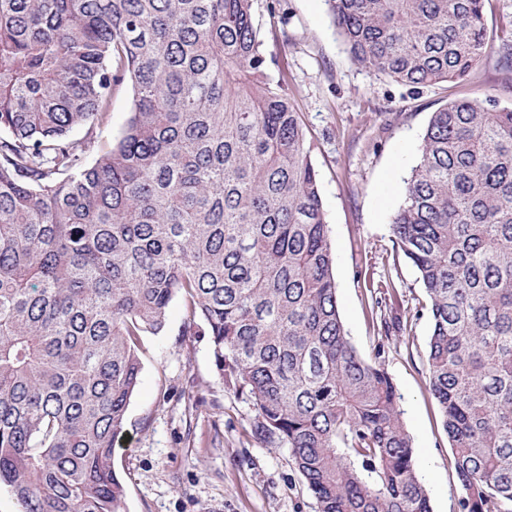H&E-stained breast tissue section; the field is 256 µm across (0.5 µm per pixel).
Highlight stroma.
<instances>
[{
  "label": "stroma",
  "mask_w": 512,
  "mask_h": 512,
  "mask_svg": "<svg viewBox=\"0 0 512 512\" xmlns=\"http://www.w3.org/2000/svg\"><path fill=\"white\" fill-rule=\"evenodd\" d=\"M253 20L265 73L282 82L299 112L318 172L345 329L370 355L379 330L363 276L395 287L398 301L385 314L405 319L407 332L387 342L385 367L433 512H459L462 488L427 384L429 323L420 315L427 295L395 252L390 224L429 118L448 93L512 108V72L497 51L512 31V0H490V48L450 90L401 85L353 61L326 0H253ZM189 319L187 302L175 297L164 329L143 338L139 384L112 454L126 512H316L289 448L253 437V407L225 387L208 337L194 335Z\"/></svg>",
  "instance_id": "stroma-1"
}]
</instances>
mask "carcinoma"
Instances as JSON below:
<instances>
[{
  "label": "carcinoma",
  "mask_w": 512,
  "mask_h": 512,
  "mask_svg": "<svg viewBox=\"0 0 512 512\" xmlns=\"http://www.w3.org/2000/svg\"><path fill=\"white\" fill-rule=\"evenodd\" d=\"M488 2L327 0L351 57L414 87L470 76ZM252 4L0 0V486L23 512H124L112 451L141 337L178 294L318 512H432L385 344L367 361L344 328L318 173ZM124 83L123 134L87 165ZM391 233L428 298L461 512H512V109L431 114ZM395 298L370 312L399 341L378 316Z\"/></svg>",
  "instance_id": "cac0c4a2"
}]
</instances>
